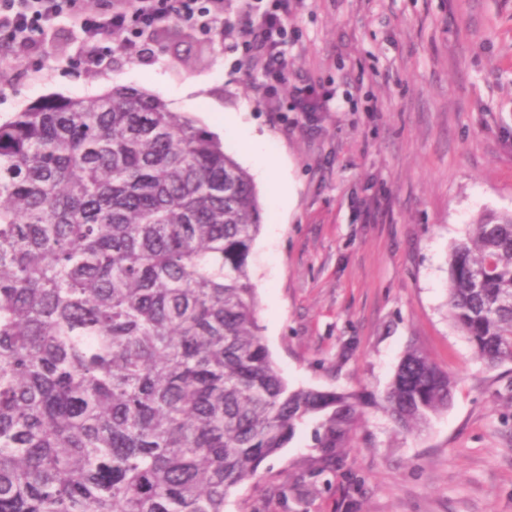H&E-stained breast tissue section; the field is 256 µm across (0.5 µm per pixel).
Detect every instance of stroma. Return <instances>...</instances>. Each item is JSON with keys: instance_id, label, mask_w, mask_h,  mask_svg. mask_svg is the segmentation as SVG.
Wrapping results in <instances>:
<instances>
[{"instance_id": "stroma-1", "label": "stroma", "mask_w": 512, "mask_h": 512, "mask_svg": "<svg viewBox=\"0 0 512 512\" xmlns=\"http://www.w3.org/2000/svg\"><path fill=\"white\" fill-rule=\"evenodd\" d=\"M244 8L224 0L221 28L170 22L138 56L103 37L99 67L65 14L31 42H0V119L129 86L194 118L252 173L222 127L242 113L288 176L287 206L277 184L256 182L260 332L290 387L366 404L327 479L300 482L318 456L306 428L224 512H512V361L479 359L448 312L452 248L479 215L512 212V0H294L285 79L263 97ZM307 84L323 111H291ZM413 346L454 380L421 432L375 404Z\"/></svg>"}]
</instances>
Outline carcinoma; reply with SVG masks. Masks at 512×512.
<instances>
[{
	"label": "carcinoma",
	"mask_w": 512,
	"mask_h": 512,
	"mask_svg": "<svg viewBox=\"0 0 512 512\" xmlns=\"http://www.w3.org/2000/svg\"><path fill=\"white\" fill-rule=\"evenodd\" d=\"M251 175L157 97L114 87L0 122V512H224L312 426L335 467L363 414L292 388L259 333ZM448 306L475 354L512 360V214L448 258ZM454 381L421 351L377 405L415 431Z\"/></svg>",
	"instance_id": "cac0c4a2"
}]
</instances>
